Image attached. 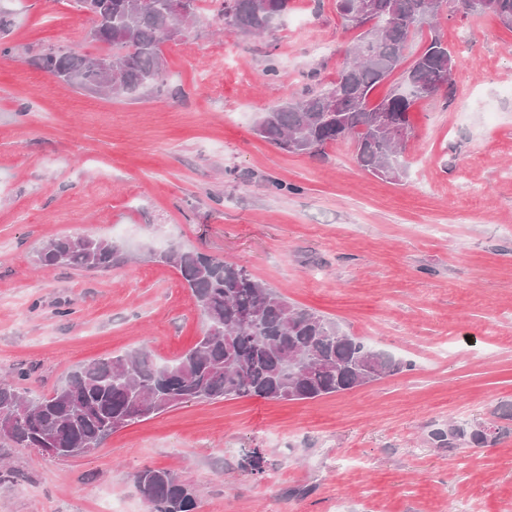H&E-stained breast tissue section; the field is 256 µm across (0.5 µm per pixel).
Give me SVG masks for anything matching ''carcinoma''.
<instances>
[{"instance_id": "obj_1", "label": "carcinoma", "mask_w": 512, "mask_h": 512, "mask_svg": "<svg viewBox=\"0 0 512 512\" xmlns=\"http://www.w3.org/2000/svg\"><path fill=\"white\" fill-rule=\"evenodd\" d=\"M221 17H231L244 34L259 35L288 13L290 0H218ZM379 29L370 44L365 35L351 49V61L336 81L318 92H306L262 114L257 134L294 154L322 151L339 140L354 141L363 170L387 178L404 168L405 142L396 130L411 128L409 111L435 81L437 59L450 50L441 36H431L403 76V83L375 108L367 107L374 88L405 59L418 23L434 19L426 0H370ZM491 15L512 31V0H488L471 10ZM115 29L94 22L90 39L112 48L117 60L112 94L133 95L160 88L161 44L167 27L184 26L163 0H112ZM39 66L67 75L66 85L85 90L99 84L92 60L57 50L40 58ZM381 106L388 108L378 120ZM118 243L92 236L62 237L36 256L43 267L108 272L126 263ZM157 259L181 275L200 309L205 330L197 342L169 365H158L150 352L133 349L73 369L50 392L30 395L14 382L0 381V438L20 448H67L78 457L100 448L115 431L188 402L258 397L270 401L311 400L339 394L393 374L409 364L375 349L367 340L346 332L335 320L299 307L257 280L246 267L203 252L172 247ZM442 447L481 444L489 434L451 424L432 433ZM141 496L153 512H192L196 493L168 469L145 467L135 476Z\"/></svg>"}]
</instances>
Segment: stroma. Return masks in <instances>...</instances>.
Masks as SVG:
<instances>
[{
    "label": "stroma",
    "instance_id": "stroma-1",
    "mask_svg": "<svg viewBox=\"0 0 512 512\" xmlns=\"http://www.w3.org/2000/svg\"><path fill=\"white\" fill-rule=\"evenodd\" d=\"M163 47L160 90L99 97L38 64L91 56L93 18L68 0H0V378L50 391L75 365L147 348L168 364L205 323L170 245L246 266L298 306L407 363L312 400L187 403L60 459L0 440L17 483L0 512H150L135 483L167 468L194 512H512V32L450 0L432 31L452 96L410 111L401 181L360 169L354 145L292 154L255 132L263 112L336 80L358 29L336 0H291L271 33L225 32L217 0ZM282 191H273V184ZM122 244L108 273L45 269L50 240ZM484 425L448 450L431 432ZM259 449L266 471L243 468Z\"/></svg>",
    "mask_w": 512,
    "mask_h": 512
}]
</instances>
